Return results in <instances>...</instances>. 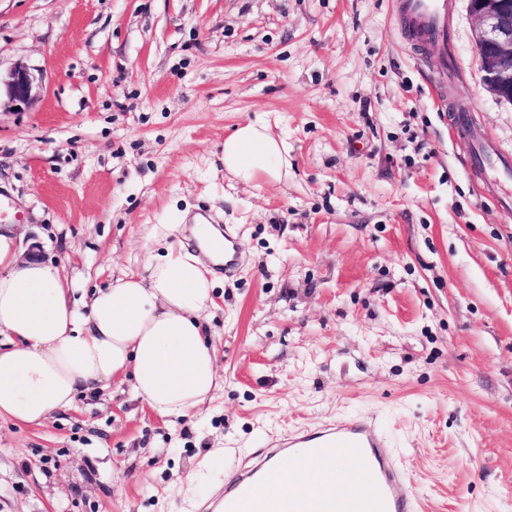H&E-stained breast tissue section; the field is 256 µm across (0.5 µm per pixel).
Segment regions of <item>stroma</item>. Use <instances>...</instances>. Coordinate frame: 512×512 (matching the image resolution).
<instances>
[{
	"instance_id": "stroma-1",
	"label": "stroma",
	"mask_w": 512,
	"mask_h": 512,
	"mask_svg": "<svg viewBox=\"0 0 512 512\" xmlns=\"http://www.w3.org/2000/svg\"><path fill=\"white\" fill-rule=\"evenodd\" d=\"M449 36L451 64L419 53L397 0H0V73L40 79L0 112L17 255L39 243L81 296L196 248L203 212L239 246L202 413L113 383L41 427L1 419L0 512H187L261 440L350 417L385 430L423 512H512V181L472 163L512 156V105L467 0ZM256 118L288 173L243 185L222 149Z\"/></svg>"
}]
</instances>
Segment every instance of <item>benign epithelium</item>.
Masks as SVG:
<instances>
[{
  "label": "benign epithelium",
  "mask_w": 512,
  "mask_h": 512,
  "mask_svg": "<svg viewBox=\"0 0 512 512\" xmlns=\"http://www.w3.org/2000/svg\"><path fill=\"white\" fill-rule=\"evenodd\" d=\"M475 21V45L480 55L484 84L501 101L512 105V0H467ZM8 107L18 109L34 98V78L24 66L6 80Z\"/></svg>",
  "instance_id": "benign-epithelium-1"
}]
</instances>
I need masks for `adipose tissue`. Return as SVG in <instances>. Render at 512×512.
Instances as JSON below:
<instances>
[{
  "mask_svg": "<svg viewBox=\"0 0 512 512\" xmlns=\"http://www.w3.org/2000/svg\"><path fill=\"white\" fill-rule=\"evenodd\" d=\"M225 171L239 183L280 178L288 145L266 121L242 123L224 140ZM199 253L167 247L147 254L143 272H124L77 306L58 266L17 262L0 234V419L43 425L54 413L110 382H130L133 394L162 418L201 413L219 387L210 331L220 263L217 232L196 227Z\"/></svg>",
  "mask_w": 512,
  "mask_h": 512,
  "instance_id": "adipose-tissue-1",
  "label": "adipose tissue"
}]
</instances>
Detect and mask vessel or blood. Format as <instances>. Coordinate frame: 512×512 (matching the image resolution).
<instances>
[{"label":"vessel or blood","mask_w":512,"mask_h":512,"mask_svg":"<svg viewBox=\"0 0 512 512\" xmlns=\"http://www.w3.org/2000/svg\"><path fill=\"white\" fill-rule=\"evenodd\" d=\"M398 13L410 35L440 58H448L449 0H398ZM494 181L512 177V158L480 150ZM318 449L301 458L300 449ZM350 460L358 469L362 491L337 500L321 476L326 465ZM289 464L287 495L267 491L272 473ZM409 477L382 432L356 417L283 435L261 448L251 461L224 477L223 495L207 500L205 512H417L416 499L406 491Z\"/></svg>","instance_id":"obj_1"}]
</instances>
